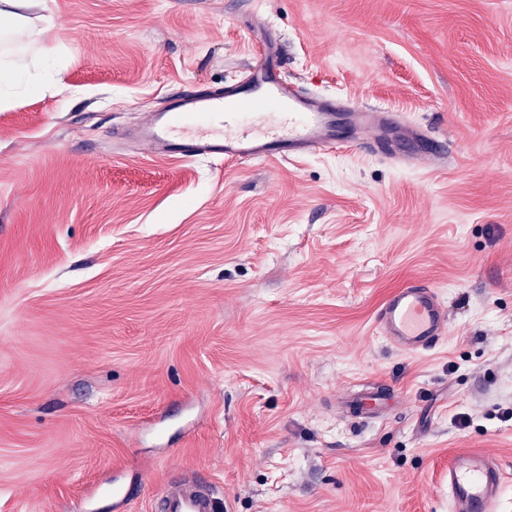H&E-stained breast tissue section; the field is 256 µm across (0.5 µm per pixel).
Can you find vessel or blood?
<instances>
[{"label":"vessel or blood","instance_id":"b4317fda","mask_svg":"<svg viewBox=\"0 0 512 512\" xmlns=\"http://www.w3.org/2000/svg\"><path fill=\"white\" fill-rule=\"evenodd\" d=\"M253 49L257 62L249 67L245 81L205 96L179 95L148 113L132 134L140 151L185 161L274 163L356 145L380 150L396 161L428 164L443 159L445 144L406 127L396 113L301 96L273 64L272 43L259 41ZM375 323L380 335L418 354L441 341L448 318L430 286L410 284L380 306ZM383 404L365 389L348 402L346 413L366 422L379 416ZM502 478L503 471L491 456L458 454L448 470L455 512H496ZM154 512H219L218 498L196 485H170Z\"/></svg>","mask_w":512,"mask_h":512}]
</instances>
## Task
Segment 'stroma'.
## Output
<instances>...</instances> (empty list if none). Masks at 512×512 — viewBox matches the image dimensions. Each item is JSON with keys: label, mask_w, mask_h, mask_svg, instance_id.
<instances>
[{"label": "stroma", "mask_w": 512, "mask_h": 512, "mask_svg": "<svg viewBox=\"0 0 512 512\" xmlns=\"http://www.w3.org/2000/svg\"><path fill=\"white\" fill-rule=\"evenodd\" d=\"M29 16L34 82L0 108V512H152L178 476L223 512H451L467 451L505 467L512 512V0ZM258 23L300 90L400 113L447 164L134 153L170 96L244 79ZM421 281L448 333L417 355L375 317ZM369 383L392 401L353 424Z\"/></svg>", "instance_id": "1"}]
</instances>
